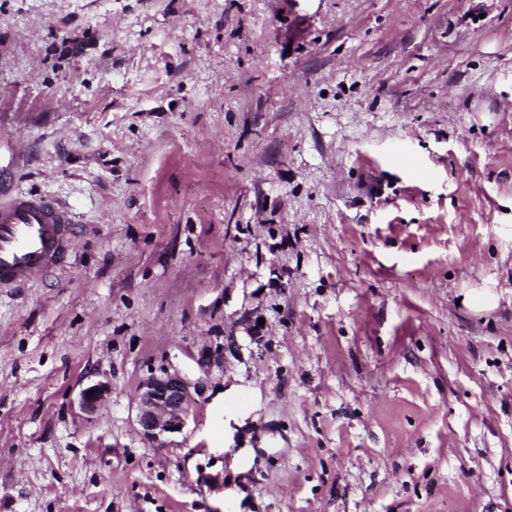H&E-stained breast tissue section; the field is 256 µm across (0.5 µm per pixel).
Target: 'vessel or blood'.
Wrapping results in <instances>:
<instances>
[{"instance_id": "1", "label": "vessel or blood", "mask_w": 512, "mask_h": 512, "mask_svg": "<svg viewBox=\"0 0 512 512\" xmlns=\"http://www.w3.org/2000/svg\"><path fill=\"white\" fill-rule=\"evenodd\" d=\"M72 216L64 204L20 192L0 195V289L62 267L72 245Z\"/></svg>"}]
</instances>
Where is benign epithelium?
Wrapping results in <instances>:
<instances>
[{"instance_id": "7a95c632", "label": "benign epithelium", "mask_w": 512, "mask_h": 512, "mask_svg": "<svg viewBox=\"0 0 512 512\" xmlns=\"http://www.w3.org/2000/svg\"><path fill=\"white\" fill-rule=\"evenodd\" d=\"M201 389V381H192L177 371L164 369L144 378L135 396L137 424L144 440L157 447L167 446L169 438L185 428L191 403ZM91 390L94 394L90 396ZM108 391L104 381L88 385L80 393V408L85 412L95 410Z\"/></svg>"}]
</instances>
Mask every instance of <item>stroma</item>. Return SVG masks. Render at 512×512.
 Segmentation results:
<instances>
[{"label":"stroma","mask_w":512,"mask_h":512,"mask_svg":"<svg viewBox=\"0 0 512 512\" xmlns=\"http://www.w3.org/2000/svg\"><path fill=\"white\" fill-rule=\"evenodd\" d=\"M5 187L0 512H512V0H0ZM72 216L46 196L6 192L0 199V289L62 267L73 239ZM201 389L200 380L191 381L177 371L164 369L144 378L135 396L137 424L144 440L157 447L167 446L169 438L185 428L194 395H200Z\"/></svg>","instance_id":"stroma-1"}]
</instances>
